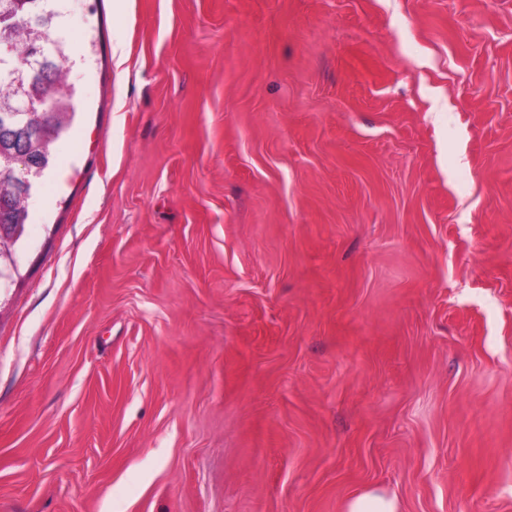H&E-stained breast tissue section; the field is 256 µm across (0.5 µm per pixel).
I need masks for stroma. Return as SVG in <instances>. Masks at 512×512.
Wrapping results in <instances>:
<instances>
[{"label":"stroma","instance_id":"1","mask_svg":"<svg viewBox=\"0 0 512 512\" xmlns=\"http://www.w3.org/2000/svg\"><path fill=\"white\" fill-rule=\"evenodd\" d=\"M0 288V512H512V0H69ZM348 512H398L395 498L385 494L369 491L353 499L348 507Z\"/></svg>","mask_w":512,"mask_h":512}]
</instances>
